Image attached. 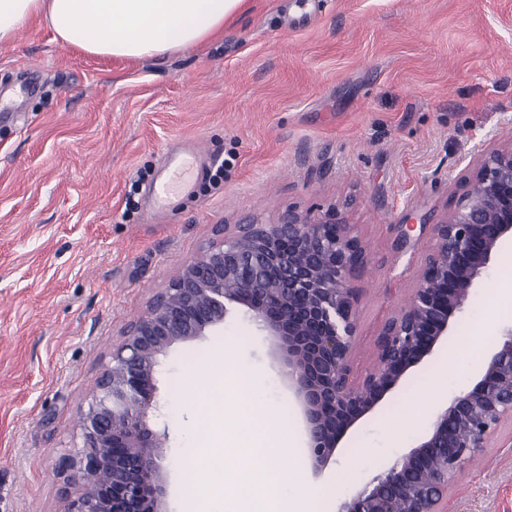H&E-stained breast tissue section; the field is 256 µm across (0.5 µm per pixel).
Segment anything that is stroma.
<instances>
[{"label":"stroma","instance_id":"obj_1","mask_svg":"<svg viewBox=\"0 0 512 512\" xmlns=\"http://www.w3.org/2000/svg\"><path fill=\"white\" fill-rule=\"evenodd\" d=\"M512 139V0H250L222 35L143 60L106 59L55 40L43 21L0 49V512H65L78 421L124 327L217 224L268 223L336 205L367 250L357 285L354 378L407 298L428 246L399 224L440 214L480 146ZM192 145L195 176L169 206L150 190ZM224 177L213 181L215 160ZM512 240L448 332V390L468 387L483 352L512 324ZM261 375L278 426L301 434L288 368L272 339L232 311L200 341L175 344L156 370L152 423L180 512L206 437L191 374L215 377V351ZM434 352L359 420L320 478L298 456L302 487L359 489L422 435L410 415L441 369ZM348 473L337 480L336 468ZM444 512H512V428L465 467Z\"/></svg>","mask_w":512,"mask_h":512}]
</instances>
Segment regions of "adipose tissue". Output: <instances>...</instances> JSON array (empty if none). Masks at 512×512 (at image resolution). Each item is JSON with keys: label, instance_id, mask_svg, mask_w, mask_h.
<instances>
[{"label": "adipose tissue", "instance_id": "1", "mask_svg": "<svg viewBox=\"0 0 512 512\" xmlns=\"http://www.w3.org/2000/svg\"><path fill=\"white\" fill-rule=\"evenodd\" d=\"M246 0H0V47L45 20L56 40L100 57L158 58L212 38Z\"/></svg>", "mask_w": 512, "mask_h": 512}]
</instances>
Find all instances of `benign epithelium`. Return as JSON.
Returning a JSON list of instances; mask_svg holds the SVG:
<instances>
[{"instance_id":"1","label":"benign epithelium","mask_w":512,"mask_h":512,"mask_svg":"<svg viewBox=\"0 0 512 512\" xmlns=\"http://www.w3.org/2000/svg\"><path fill=\"white\" fill-rule=\"evenodd\" d=\"M453 208L430 224V245L404 304L384 321L375 361L351 377L360 290L361 239L336 208L288 210L269 223L219 224L201 254L183 263L113 345L81 414L82 445L62 465L65 512H167L161 460L167 433L150 421L155 368L176 343L198 339L245 309L277 342L301 407L305 454L320 474L346 433L408 369L448 341L472 288L512 239V139L477 157L460 177ZM247 269L252 284L234 285ZM512 421V326L501 331L473 384L437 408L425 433L369 477L336 512H440L465 462Z\"/></svg>"}]
</instances>
